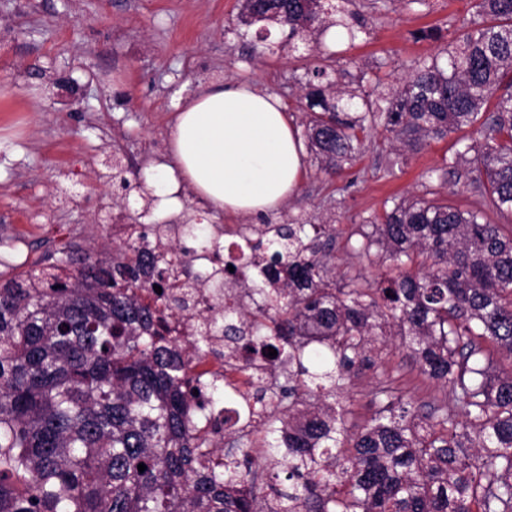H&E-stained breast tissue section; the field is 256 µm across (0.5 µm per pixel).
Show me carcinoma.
<instances>
[{
  "mask_svg": "<svg viewBox=\"0 0 512 512\" xmlns=\"http://www.w3.org/2000/svg\"><path fill=\"white\" fill-rule=\"evenodd\" d=\"M348 3L244 0L241 22L288 30L291 50L333 27L352 41L367 22ZM449 28L448 48L386 87L341 84L325 54L306 73L308 147L338 174L378 127L402 152L469 128L440 177L512 224V0H473ZM440 195L361 217L340 272L334 225H248L183 342L156 304L180 316L202 284L185 267L169 294L166 245L150 256L131 239L94 263L70 248L49 274L59 288L0 282V512H512V368L489 372L495 355L512 362V227ZM373 255L393 275L369 279ZM217 336L227 366H266L234 411L185 361L217 354ZM392 336L449 400L423 413L382 389L350 436L352 378Z\"/></svg>",
  "mask_w": 512,
  "mask_h": 512,
  "instance_id": "cac0c4a2",
  "label": "carcinoma"
}]
</instances>
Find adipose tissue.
<instances>
[{
  "label": "adipose tissue",
  "instance_id": "adipose-tissue-1",
  "mask_svg": "<svg viewBox=\"0 0 512 512\" xmlns=\"http://www.w3.org/2000/svg\"><path fill=\"white\" fill-rule=\"evenodd\" d=\"M175 110L166 159L146 178L156 217L182 212L181 191L232 216L275 211L295 194L305 148L277 95L209 84Z\"/></svg>",
  "mask_w": 512,
  "mask_h": 512
}]
</instances>
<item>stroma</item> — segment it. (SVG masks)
Returning a JSON list of instances; mask_svg holds the SVG:
<instances>
[{
    "instance_id": "1",
    "label": "stroma",
    "mask_w": 512,
    "mask_h": 512,
    "mask_svg": "<svg viewBox=\"0 0 512 512\" xmlns=\"http://www.w3.org/2000/svg\"><path fill=\"white\" fill-rule=\"evenodd\" d=\"M470 7L471 0H389L334 67L386 83L404 78L412 60L447 44L449 21ZM240 12L241 0H0V277H27L71 244L110 256V214L144 215L146 202L138 189L122 192L104 159L117 154L142 170L155 165L175 102L200 84L256 83L278 95L303 130L298 99L316 53L259 54L254 36L238 35ZM62 75L77 82L74 98L48 96V82ZM448 146L434 141L401 155L374 131L341 174L306 160L296 194L269 221L283 223L292 213L314 224L335 218L336 258L347 259L359 242L353 231L360 216L390 196L422 195ZM386 353L388 369H364L352 380L350 431L369 418L372 393L387 382L410 391L419 406L441 396L400 338H391Z\"/></svg>"
}]
</instances>
